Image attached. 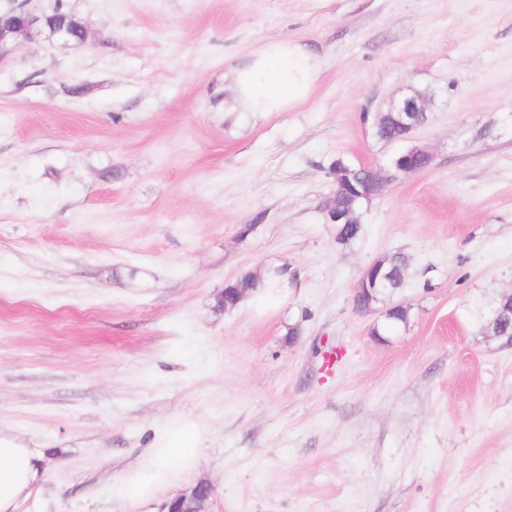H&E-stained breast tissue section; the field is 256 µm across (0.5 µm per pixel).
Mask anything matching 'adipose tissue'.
<instances>
[{"label": "adipose tissue", "instance_id": "ef3b65f1", "mask_svg": "<svg viewBox=\"0 0 512 512\" xmlns=\"http://www.w3.org/2000/svg\"><path fill=\"white\" fill-rule=\"evenodd\" d=\"M320 59L302 42L280 39L262 44L236 70L237 101L250 112H287L306 103L320 78ZM202 431L179 421L166 429L138 477L120 482L123 495L141 498L175 473L183 459L198 454ZM38 449L0 435V512H17L41 478Z\"/></svg>", "mask_w": 512, "mask_h": 512}]
</instances>
